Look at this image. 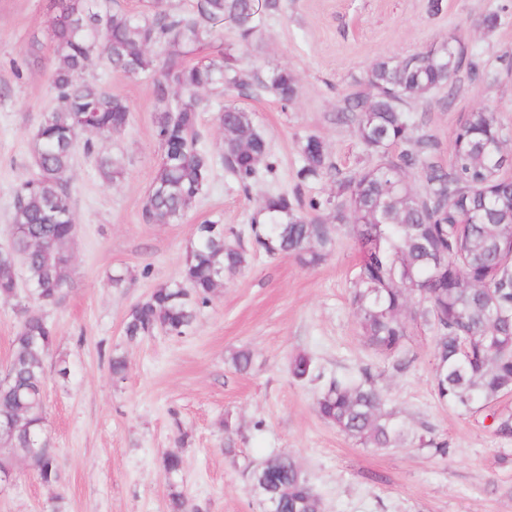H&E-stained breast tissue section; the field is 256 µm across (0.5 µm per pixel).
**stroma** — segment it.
<instances>
[{"instance_id": "35a3bbf8", "label": "stroma", "mask_w": 512, "mask_h": 512, "mask_svg": "<svg viewBox=\"0 0 512 512\" xmlns=\"http://www.w3.org/2000/svg\"><path fill=\"white\" fill-rule=\"evenodd\" d=\"M251 45L236 47L244 67L266 74L291 70L297 98L272 93L240 97L202 92V146L213 158L204 194L173 224L140 219L160 159L154 137L151 82L112 73L94 59L84 79L123 96L130 107L122 136L98 138L102 151L123 157L124 178L106 184L94 159L76 155L68 172L75 188L73 265L64 301L47 310L55 330L51 358L65 357L68 379L49 374L45 432L59 479L48 486L21 459L0 486V512H168V485L186 496L187 512H262L249 492L247 465L289 454L308 475L323 512H512V440L494 435L485 413L462 414L441 404L431 385L433 334L411 331L408 369L393 370L362 341L350 298L360 254L348 223L321 265L270 257L251 248V225L263 199L300 190L303 199L338 196L334 179L300 181V143L320 138L341 175L376 165L377 154L346 117V100L367 91V73L382 58L425 51L455 38L479 78L461 75L451 88L411 100L418 133L436 143L435 159L451 161L461 117L494 109L512 155V0H279ZM50 0H0V248L10 242L15 187L32 170L31 137L54 105L47 16ZM495 27H484L488 14ZM251 113L275 167L242 190L224 168L219 104ZM221 222L247 251L200 309L186 335L159 332L134 341L123 334L131 308L177 277L197 224ZM122 283H113L116 275ZM250 350L251 367L236 371L235 352ZM308 354L316 379L298 381L288 364ZM127 361L113 378L109 360ZM371 368L387 410L401 427L389 448H366L319 418L315 394L332 377L357 379ZM446 439L453 457L431 454L425 442ZM183 468L167 478L168 453Z\"/></svg>"}]
</instances>
